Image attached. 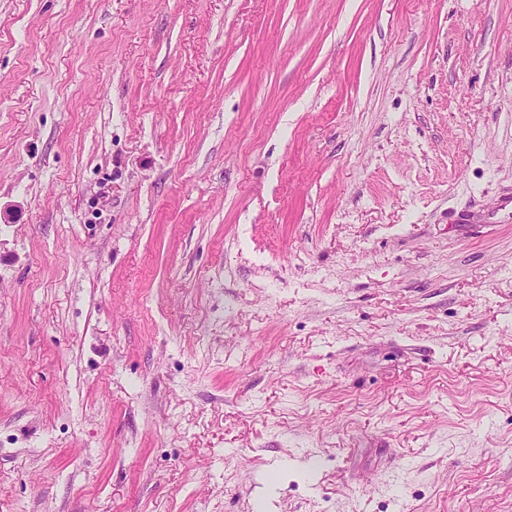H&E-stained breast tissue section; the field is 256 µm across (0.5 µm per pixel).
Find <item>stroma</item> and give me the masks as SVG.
I'll list each match as a JSON object with an SVG mask.
<instances>
[{
    "label": "stroma",
    "mask_w": 512,
    "mask_h": 512,
    "mask_svg": "<svg viewBox=\"0 0 512 512\" xmlns=\"http://www.w3.org/2000/svg\"><path fill=\"white\" fill-rule=\"evenodd\" d=\"M512 0H0V512H512Z\"/></svg>",
    "instance_id": "stroma-1"
}]
</instances>
